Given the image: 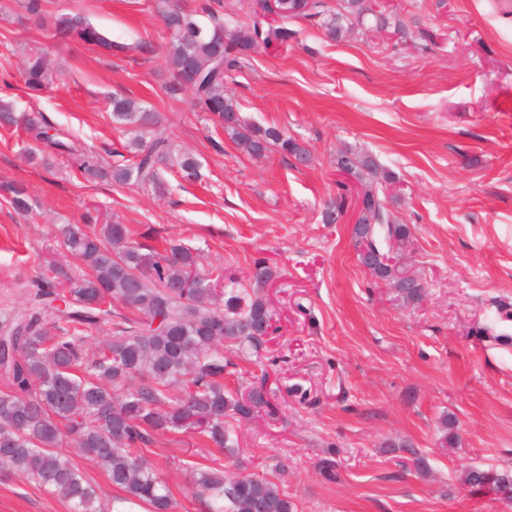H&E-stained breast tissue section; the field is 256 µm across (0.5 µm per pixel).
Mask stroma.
Returning a JSON list of instances; mask_svg holds the SVG:
<instances>
[{"mask_svg":"<svg viewBox=\"0 0 512 512\" xmlns=\"http://www.w3.org/2000/svg\"><path fill=\"white\" fill-rule=\"evenodd\" d=\"M402 31L353 27L336 41L317 22L290 21L292 39L258 47L226 84L242 116L304 145L302 164L241 153L170 80L157 0H44L42 18L0 0V100L43 113L71 153L30 161L34 142L0 135V183L23 182L15 212L0 195V313L28 303L60 225H128L143 253L197 250L203 268L247 282L255 262L278 276L265 296L273 330L260 362L225 368L229 389L267 378L275 416L236 429L235 454L180 430L156 435L146 458L174 512H199L191 463L274 481L293 512H512V500L465 481L473 469L512 471V0H371ZM83 14L130 52L102 56L60 44L52 15ZM148 42L150 51H138ZM54 69L28 95L31 49ZM122 94L159 115L150 138L200 163L196 182L163 172L166 190L85 180L73 163L127 153L131 125L112 120ZM370 154L389 172L390 210L411 231L401 261L425 293L405 304L359 263L351 221L325 223L337 150ZM412 444L423 468L407 464ZM0 512H70L25 478L0 474ZM3 191L7 194L8 200L13 209L19 214H27L32 209L27 188L20 182H8L3 185Z\"/></svg>","mask_w":512,"mask_h":512,"instance_id":"stroma-1","label":"stroma"}]
</instances>
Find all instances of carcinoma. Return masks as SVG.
<instances>
[{
    "instance_id": "1",
    "label": "carcinoma",
    "mask_w": 512,
    "mask_h": 512,
    "mask_svg": "<svg viewBox=\"0 0 512 512\" xmlns=\"http://www.w3.org/2000/svg\"><path fill=\"white\" fill-rule=\"evenodd\" d=\"M267 0H249L246 20L226 29L211 0H199L196 9L174 10L171 0H158L165 21L167 65L172 81L167 94L190 89L196 106L247 156L259 158L276 147L284 155L309 160L308 150L276 127L247 123L236 100L227 95L230 73L241 68L255 48L281 45L292 38L286 21L321 20L329 34L341 37L344 22L375 17L376 25H390L385 11L365 0H276L281 22L265 21ZM55 35L74 38L112 56L132 49H148L114 42L80 14H60L53 20ZM22 78L40 92L53 83L45 54L36 49L26 57ZM112 118L145 130L155 114L133 99L112 96ZM0 129L24 132L55 155L70 152L68 134L51 125L40 112L18 115L0 101ZM135 161L105 167L94 154L76 161L89 179L150 187L162 191L161 170L177 168L186 181L197 177L199 163L174 151L166 138L143 144L133 138ZM338 172L357 180V221L352 228L355 249L376 245L386 256L377 261L375 276L389 282L406 302L420 300L423 284L400 264V253L410 229L388 207L384 183L374 160L351 150L336 155ZM336 203L324 215L336 222L346 203L348 184L337 182ZM3 191L19 214L32 210L27 188L8 182ZM126 224H67L56 243L68 250L80 266L50 265V276L33 281L29 305L0 318V378L9 391L0 394V471L17 474L44 491L66 500L72 512H104L97 491L70 455L58 451L70 439L76 455L101 464L121 496L110 512H126L125 504L144 505L148 512H172L175 502L168 485L139 453L155 435L172 430L197 433L221 450L234 451L233 423L248 421L261 412L273 413L264 383L253 386L258 398L248 408L240 393L226 388L224 368L232 360L224 348L248 343L259 351L269 335L272 313L268 301L229 279V288L216 293L213 284L224 279L223 269L203 270L200 256L182 244L164 254H143ZM250 279L262 288L275 271L263 261L254 264ZM192 280L189 288L177 284ZM128 306L138 318L126 316L96 355L88 358L83 345L95 338L114 317V303ZM466 482L479 489L492 486L512 499V475L473 469ZM195 497L203 512H293L291 502L266 477L228 480L220 469H196Z\"/></svg>"
}]
</instances>
